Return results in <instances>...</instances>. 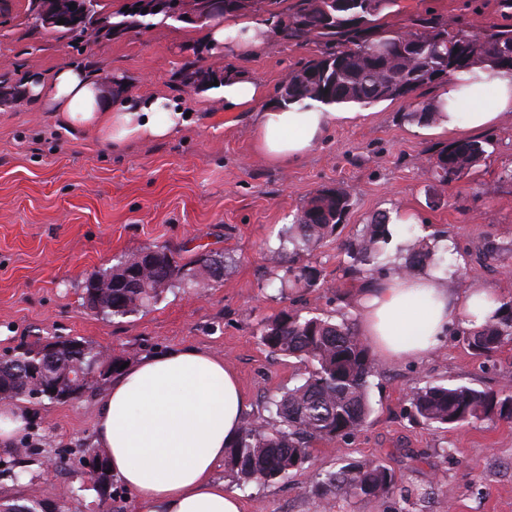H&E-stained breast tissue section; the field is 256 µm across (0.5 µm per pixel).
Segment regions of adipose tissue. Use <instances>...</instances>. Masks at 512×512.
I'll list each match as a JSON object with an SVG mask.
<instances>
[{
  "instance_id": "1",
  "label": "adipose tissue",
  "mask_w": 512,
  "mask_h": 512,
  "mask_svg": "<svg viewBox=\"0 0 512 512\" xmlns=\"http://www.w3.org/2000/svg\"><path fill=\"white\" fill-rule=\"evenodd\" d=\"M214 52L257 56L269 43L266 24L248 17L204 23ZM26 95L73 131H95L112 149L141 139H165L186 125L177 102L164 95L113 96L88 69L66 66L24 83ZM225 111L251 118L253 145L274 165L305 156L340 114L304 100L265 106L267 89L233 71L210 87ZM440 126L478 131L512 115V73L489 65L450 80L438 96ZM495 309L489 289L458 293L437 271L400 272L372 282L361 300L360 336L380 358L420 360L448 325H481ZM248 409L238 379L223 358L190 347L143 357L114 375L97 406L95 441L113 474L132 493L131 512H244L238 496L214 480L227 445Z\"/></svg>"
}]
</instances>
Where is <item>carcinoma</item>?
I'll return each instance as SVG.
<instances>
[{
  "instance_id": "obj_1",
  "label": "carcinoma",
  "mask_w": 512,
  "mask_h": 512,
  "mask_svg": "<svg viewBox=\"0 0 512 512\" xmlns=\"http://www.w3.org/2000/svg\"><path fill=\"white\" fill-rule=\"evenodd\" d=\"M199 20L214 14L234 15L248 7L247 0H131L122 20L98 9V0H31V10L39 25L47 18H62L64 23L52 30L66 35L89 32L95 37L119 36L130 29L146 27L152 19L181 18L185 2ZM394 0H299L285 15L275 33L285 40L324 42L326 51L293 71L278 92L277 102L310 99L327 104L372 105L386 100L411 97L421 87L442 76H455L477 65L491 64L512 71V29L492 25L475 34L454 32L435 18H419L416 29L407 33L394 31L381 22L382 14ZM75 9H70V6ZM158 11H153V8ZM202 50L188 62L182 73L184 85L198 87L212 79L200 65ZM439 107L428 103L413 109L409 117L429 124L437 120ZM484 154L475 140L461 141L441 152L436 172L445 180L448 167L465 175ZM350 207L349 193L340 188L323 189L310 198L288 226L283 243L292 246L288 265L283 267L281 286L309 290L317 285L319 269L302 263L300 254L312 252L319 241L343 223ZM391 232L386 217H376L362 233L346 245L353 273L365 266L376 269L387 257L386 245ZM163 266L147 272L134 290L123 288L126 264L132 254L110 272L91 277L112 281V308L103 314L126 317L142 311L158 300L173 282L185 278L184 266L171 251L156 248ZM429 263L442 266L443 258L431 250L426 240L416 238L410 244V258L394 271L412 270ZM465 341L473 354L489 355L506 343H512V301L502 302L483 324L469 331ZM260 342L272 352L294 356L312 365V371L299 384L283 392L272 402L274 418L262 423L243 421L238 439L225 448L224 461L241 483H275L290 472L305 468L311 459L310 444L315 439H338L359 430L371 407L367 389L370 378L381 373L369 345L353 324L328 318H302L283 311L268 320ZM82 350H61L50 363L42 362L33 347H19L17 353L0 362V401L28 398L42 400L28 368L40 365L42 377L55 379L76 366L84 367L93 378L109 379L124 360L112 359V366L102 367L101 350L81 341ZM416 419L433 428L457 427L499 417L512 419V393L478 390L465 385H428L413 392ZM397 483L385 467L375 462L357 461L341 465L325 474L316 488L317 506L330 495L353 499L388 496Z\"/></svg>"
}]
</instances>
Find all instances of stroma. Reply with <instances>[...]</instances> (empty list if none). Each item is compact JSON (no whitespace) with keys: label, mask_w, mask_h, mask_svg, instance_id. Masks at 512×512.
I'll return each mask as SVG.
<instances>
[{"label":"stroma","mask_w":512,"mask_h":512,"mask_svg":"<svg viewBox=\"0 0 512 512\" xmlns=\"http://www.w3.org/2000/svg\"><path fill=\"white\" fill-rule=\"evenodd\" d=\"M475 31L512 26V0H396L384 18L406 31L420 17ZM189 20L157 21L112 39L73 37L43 28L29 0H0V357L49 336L82 337L133 363L175 347L223 356L235 371L251 419L270 416L269 402L307 377L312 366L263 346L264 323L281 311L359 323L358 298L380 271L350 273L346 244L376 214H406L392 225V262H404L412 238L449 237L446 285L473 283L512 300V118L474 133L485 152L468 174L441 182L432 162L458 134L410 120L412 101L428 103L440 87L415 100L384 101L338 120L300 161L279 167L252 146L248 117L206 101L184 86L182 70L202 46ZM321 43L271 40L255 58L204 53L214 80L226 67L260 80L269 95L290 72L321 54ZM79 65L113 93L163 94L190 111L187 126L162 141H136L112 151L90 131L73 132L25 95L29 74L50 75ZM325 187L346 189L353 201L343 224L314 249L318 284L281 295L279 250L288 225ZM165 247L196 279L205 258L223 255L222 280L207 287L175 285L140 311L110 318L83 304L92 273L137 251ZM468 385L498 392L512 388V343L490 357L475 356L464 328L454 325L421 360L387 361L370 380L372 412L358 432L313 440L312 464L275 484L235 481L225 466L214 477L237 493L245 512H315L317 474L340 464L384 465L403 494L382 499L332 500L330 512H512V420L493 418L435 430L414 417L415 388ZM105 389L77 400L31 403L19 441L29 443L19 478L0 476V503L45 502L46 512H130L129 493L113 482L106 494L71 493L79 482L80 451L95 447L96 408ZM68 455L48 470L46 457ZM59 494L46 496V485Z\"/></svg>","instance_id":"stroma-1"}]
</instances>
